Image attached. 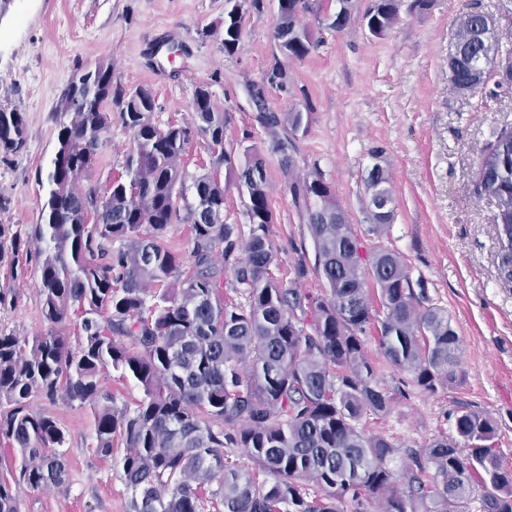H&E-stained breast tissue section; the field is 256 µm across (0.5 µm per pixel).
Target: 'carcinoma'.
<instances>
[{
	"label": "carcinoma",
	"instance_id": "obj_1",
	"mask_svg": "<svg viewBox=\"0 0 512 512\" xmlns=\"http://www.w3.org/2000/svg\"><path fill=\"white\" fill-rule=\"evenodd\" d=\"M267 4L277 12L276 48L295 59L315 47L302 14L341 31L353 11L352 0H336L325 14L315 0H224V53H235L245 14ZM397 15L398 0H373L364 14L369 33L383 36ZM487 19L476 7L460 16L459 54L448 63V84L459 94L483 88L480 74L492 65L502 67L494 86L512 88V49L502 48ZM276 89L288 90L277 61L247 85L312 239L324 288L317 296L274 277L266 157L252 145L226 146L229 113L215 107L206 86L193 93L195 126L163 128L150 118L151 90L141 87L135 98L113 84L108 63L75 72L64 88L57 151L40 177V221L14 239L35 245L48 329L30 341L0 331V442L18 452V463L0 475V512H19L22 486L67 480L66 433L52 415L31 409L35 396L92 405L96 453L120 470L129 512H341L346 499L355 512L375 504L379 512H469L477 492L482 512H512V471L493 448L496 427L486 415L457 412L456 437L411 454L402 473L398 446L360 427L391 409L365 352L370 327L387 363L429 394L461 383L460 338L399 253L380 246L362 258L318 167L291 177L296 136L310 113L268 110ZM108 101L133 146L106 194L81 193L75 181L110 142ZM195 134L207 141L212 169H224L237 189L244 222L224 221L226 183L180 166ZM25 147L23 115L1 109L0 151ZM370 158L367 218L381 234L393 222V195L380 155ZM473 194L494 202L499 274L512 283V129L496 132L481 155ZM175 224L189 225V263L167 245ZM226 284L240 301L224 296ZM73 310L80 316L74 345L60 331ZM111 369L141 385L134 405L119 406L104 392ZM117 437L125 445L119 458L112 456Z\"/></svg>",
	"mask_w": 512,
	"mask_h": 512
}]
</instances>
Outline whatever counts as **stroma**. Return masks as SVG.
<instances>
[{"label": "stroma", "instance_id": "35a3bbf8", "mask_svg": "<svg viewBox=\"0 0 512 512\" xmlns=\"http://www.w3.org/2000/svg\"><path fill=\"white\" fill-rule=\"evenodd\" d=\"M468 0H401L385 36H371L361 17L370 0H353L355 18L336 33L308 23L318 46L306 58L280 57L272 39L273 10L249 12L234 54H225L213 30L224 20V0H11L0 20V109L22 113L27 145L0 153V330L30 339L47 326L39 304L40 271L13 274L12 239L18 226L39 220L45 201L38 181L57 147L55 112L76 68L104 62L125 88L150 87L158 126L191 121L197 85H208L216 106L229 112L225 141L261 148L268 163L269 203L276 215L269 234L279 250V277L292 285L300 256H313L287 188L279 156L253 119L247 82L273 63L288 72V89L271 91L269 104L311 115L296 140L295 170L319 166L335 190L356 237L402 255L412 279L422 281L432 303L447 311L460 337L461 384L421 392L409 375L389 366L378 341L365 352L375 378L392 399L390 413L368 428L385 434L401 453L433 439L454 437L457 411L481 412L494 422L495 448L512 470V285L498 274L500 241L493 207L476 199L480 157L495 129L512 127V92L458 94L448 87V53ZM110 143L79 181L105 190L123 170L132 135L115 105ZM383 153L395 216L386 234L371 232L364 179L370 150ZM67 434L68 481L63 488L19 492L20 512H129L130 494L111 461L94 448L90 407L33 399Z\"/></svg>", "mask_w": 512, "mask_h": 512}]
</instances>
